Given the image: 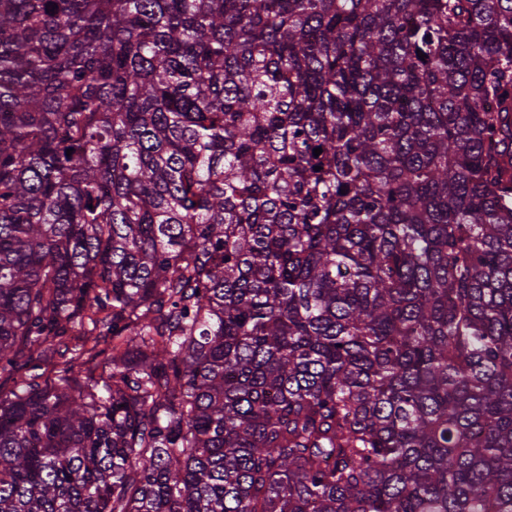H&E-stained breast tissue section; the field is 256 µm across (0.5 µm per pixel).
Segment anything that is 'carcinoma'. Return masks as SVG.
Returning <instances> with one entry per match:
<instances>
[{"mask_svg":"<svg viewBox=\"0 0 512 512\" xmlns=\"http://www.w3.org/2000/svg\"><path fill=\"white\" fill-rule=\"evenodd\" d=\"M20 365L0 512H512V0H0Z\"/></svg>","mask_w":512,"mask_h":512,"instance_id":"carcinoma-1","label":"carcinoma"}]
</instances>
